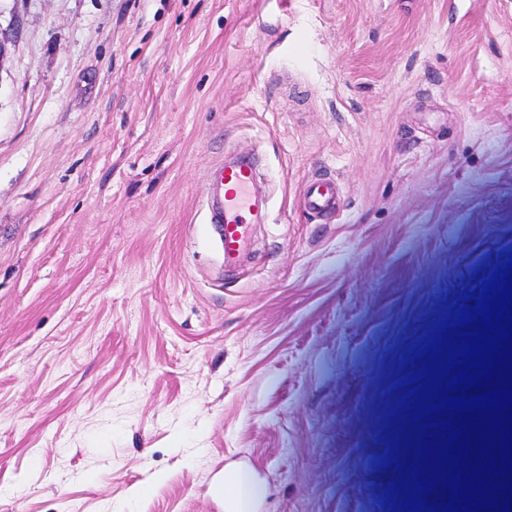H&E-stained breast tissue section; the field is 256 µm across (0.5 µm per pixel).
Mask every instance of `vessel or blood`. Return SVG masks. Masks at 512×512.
Wrapping results in <instances>:
<instances>
[{
    "mask_svg": "<svg viewBox=\"0 0 512 512\" xmlns=\"http://www.w3.org/2000/svg\"><path fill=\"white\" fill-rule=\"evenodd\" d=\"M258 171L255 162L239 156L219 164L215 179L201 200L207 220L221 239L225 266H235L251 242L255 224L266 217V205L256 192ZM303 202L308 210L319 212L336 202V188L331 184L308 183Z\"/></svg>",
    "mask_w": 512,
    "mask_h": 512,
    "instance_id": "obj_1",
    "label": "vessel or blood"
}]
</instances>
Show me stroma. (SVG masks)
<instances>
[{
	"label": "stroma",
	"mask_w": 512,
	"mask_h": 512,
	"mask_svg": "<svg viewBox=\"0 0 512 512\" xmlns=\"http://www.w3.org/2000/svg\"><path fill=\"white\" fill-rule=\"evenodd\" d=\"M0 512H402L407 375L512 259V0H0ZM255 154L222 269L199 202ZM335 183V211L302 204ZM217 170L201 207L221 239L224 265L232 267L249 249L253 225L264 221L266 205L256 195L258 171L249 156L227 160ZM225 488L228 496L231 495L242 502L243 509L241 511L246 510L251 498L255 495L257 497L260 493L258 487L255 489L247 479L234 471L229 473Z\"/></svg>",
	"instance_id": "1"
}]
</instances>
